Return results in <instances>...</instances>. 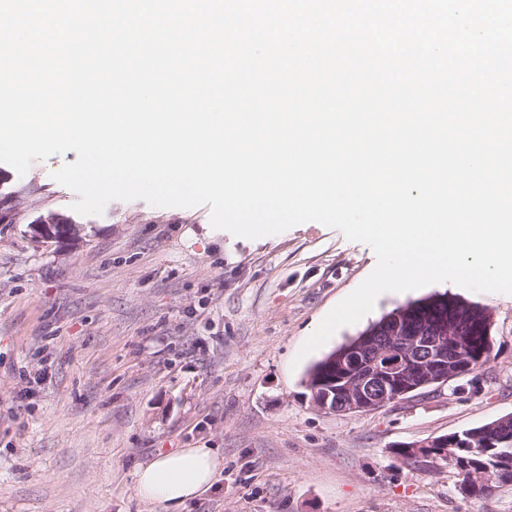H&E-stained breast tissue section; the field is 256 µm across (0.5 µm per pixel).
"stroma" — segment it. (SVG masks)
Instances as JSON below:
<instances>
[{
  "label": "stroma",
  "instance_id": "obj_1",
  "mask_svg": "<svg viewBox=\"0 0 512 512\" xmlns=\"http://www.w3.org/2000/svg\"><path fill=\"white\" fill-rule=\"evenodd\" d=\"M68 151L25 175L0 163V512H168L139 499L157 452L213 448L219 479L179 512H512V487L468 498L447 470L399 464L397 444L512 415V295L444 282L380 295L320 348L300 350L373 271L364 243L306 222L255 240L213 229L210 208L113 201L74 212L52 179ZM81 228L31 243L39 215ZM448 293L491 315L489 361L381 409H316L311 367L383 314Z\"/></svg>",
  "mask_w": 512,
  "mask_h": 512
}]
</instances>
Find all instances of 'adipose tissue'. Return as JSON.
I'll return each instance as SVG.
<instances>
[{"instance_id":"1","label":"adipose tissue","mask_w":512,"mask_h":512,"mask_svg":"<svg viewBox=\"0 0 512 512\" xmlns=\"http://www.w3.org/2000/svg\"><path fill=\"white\" fill-rule=\"evenodd\" d=\"M221 470L210 448L163 451L137 471L136 490L141 499L177 507L206 491Z\"/></svg>"}]
</instances>
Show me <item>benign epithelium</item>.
Wrapping results in <instances>:
<instances>
[{
  "mask_svg": "<svg viewBox=\"0 0 512 512\" xmlns=\"http://www.w3.org/2000/svg\"><path fill=\"white\" fill-rule=\"evenodd\" d=\"M79 232L76 224H56L42 217L30 226V240L38 246L75 243ZM474 330L469 321L452 311L417 310L409 319L388 325L373 342L350 350L340 363L330 365L332 388L314 396L311 403L320 411L349 414L379 409L425 387L446 384L459 377ZM463 447L458 435L435 437L405 445V455L412 461L423 458L428 448H443L448 466L469 472L462 493L490 491L497 482L489 477V471L473 468L457 452Z\"/></svg>",
  "mask_w": 512,
  "mask_h": 512,
  "instance_id": "1",
  "label": "benign epithelium"
}]
</instances>
